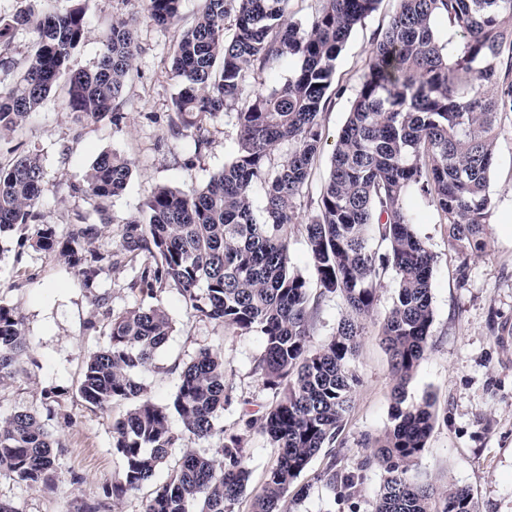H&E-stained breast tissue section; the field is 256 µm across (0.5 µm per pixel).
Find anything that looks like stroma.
Here are the masks:
<instances>
[{
    "label": "stroma",
    "mask_w": 512,
    "mask_h": 512,
    "mask_svg": "<svg viewBox=\"0 0 512 512\" xmlns=\"http://www.w3.org/2000/svg\"><path fill=\"white\" fill-rule=\"evenodd\" d=\"M52 8H84L85 37L71 50L68 67L91 68L103 51V37L113 19L135 26L139 51L119 102L123 118L105 117L78 125L67 104L64 82H57L42 107L0 137V160L10 150L40 155L45 191L39 206L42 223L65 237L77 215H92L94 203L77 192L95 157L111 152L127 158L132 174L126 190L105 204L111 219L92 243L95 251L114 248L128 220L142 217L145 204L161 187L181 191L205 186L233 155L236 127L232 115L220 116L211 128V143L194 154L187 138L173 137L169 127L178 80L171 55L181 33L194 22L202 0H182L178 19L158 25L147 16L145 0H52ZM398 0H381L377 10L357 25L336 61L332 96L321 113L323 143L309 179L296 201L297 222L289 240L293 269L310 275L303 226L317 211L330 173V160L347 119L350 101L373 43L389 26ZM489 192L493 208L487 227L489 245L471 259L469 281L460 284L459 255L448 245V230L430 200L415 197L411 206L416 229L435 256L432 278L434 321L430 346L406 386L408 402L432 398L437 419L414 473L418 480L467 487L479 512H512V112L503 115ZM131 267L98 270L92 287H85L63 258L34 248L23 233L0 236V303L21 318L29 349L22 371L0 386V418L26 410L37 414L60 438L61 481L37 490L8 473H0V499L23 512H80L83 505L101 504V512H143L150 488L131 492L113 506L104 491L120 468L112 454V425L128 409L115 404L88 407L78 394L85 355L104 346L108 327L104 309L120 312L151 305L146 294L133 289ZM162 303L173 332L156 356L155 369L142 375L149 396L169 403L179 373L200 349L219 351L232 402L219 424L242 433L246 465L251 471L250 495L233 512H249L251 495L260 492L276 453L260 427H245L242 417H260L273 395L255 371L263 350L259 335L241 334L221 324L193 316L176 291ZM378 320L366 324L352 369L360 382L334 447L322 449L299 482L305 494L290 500L292 512H372L384 480L377 469L365 472L355 493L339 498L322 480L329 464L351 467L362 452L365 437L390 423L395 380L389 356L378 335Z\"/></svg>",
    "instance_id": "obj_1"
}]
</instances>
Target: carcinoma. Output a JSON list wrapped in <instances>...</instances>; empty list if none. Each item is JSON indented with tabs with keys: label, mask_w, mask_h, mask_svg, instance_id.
<instances>
[{
	"label": "carcinoma",
	"mask_w": 512,
	"mask_h": 512,
	"mask_svg": "<svg viewBox=\"0 0 512 512\" xmlns=\"http://www.w3.org/2000/svg\"><path fill=\"white\" fill-rule=\"evenodd\" d=\"M379 2L321 0L301 26L287 22L288 0H203L195 24L173 49L172 71L179 78L173 132L191 137L199 154L210 144V122L230 112L237 128L233 158L199 190L154 192L144 216L123 225L110 251L83 255L82 243L98 234L95 224H79L63 240L49 225H35L45 190L38 154L0 163V234L31 231L36 248L59 252L87 286L103 266H136L140 291L156 300L108 314V341L85 357L78 386L94 408L131 404L112 426V452L121 461L105 490L112 506L153 485L169 449L185 435L208 440L219 434L220 444L212 456L185 451L168 479L154 485L145 512H230L248 491L244 438L217 428L231 404L221 353L204 348L184 364L171 403L146 395L140 375L152 370L173 331L162 294L174 290L194 316L262 337L256 371L276 403L260 421L277 459L253 496L251 512H288V493L312 459L334 447L349 412L359 383L351 360L364 321L376 312L381 277L391 270L396 296L379 330L396 379L391 424L364 440L355 466L342 472L332 463L321 479L349 495L363 472L375 467L385 478L373 512H478L469 489L438 488L413 474L436 418L431 398L408 403L405 392L429 347L435 259L407 199L431 198L448 225V243L462 258L459 278L466 280L470 258L487 247L498 119L512 112V0H400L359 78L329 181L305 225L319 294L289 261L296 199L321 148L320 114L336 60ZM179 5L147 0V12L166 25L178 17ZM439 20L447 25L444 38L436 29ZM86 25L81 8L37 12L29 6L0 17V48L18 27L38 34L19 80L0 91V135L37 111L65 73L77 119L110 114L113 123L121 121L116 101L137 55L134 30L114 20L98 63L70 72L69 52L82 42ZM277 61L294 63L288 79L267 93L247 91L250 75ZM284 146L281 161L273 162ZM130 177L127 159L103 152L77 190L101 203L124 192ZM257 184L264 189L259 214L251 197ZM333 294L343 298L347 314L336 333L314 348L313 312L319 298ZM28 348L14 309L0 304V384L14 377ZM59 448L30 412L0 420V472L35 488L50 487Z\"/></svg>",
	"instance_id": "carcinoma-1"
}]
</instances>
